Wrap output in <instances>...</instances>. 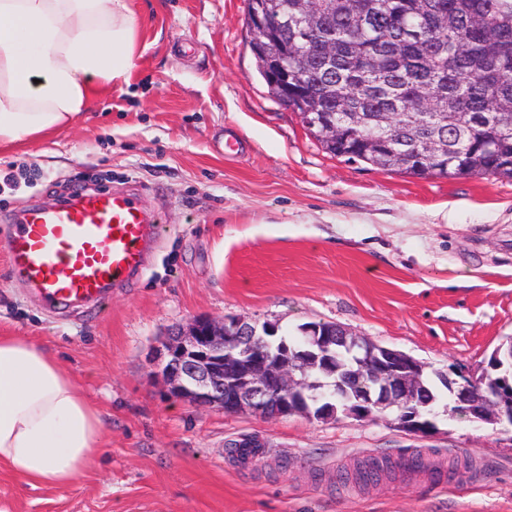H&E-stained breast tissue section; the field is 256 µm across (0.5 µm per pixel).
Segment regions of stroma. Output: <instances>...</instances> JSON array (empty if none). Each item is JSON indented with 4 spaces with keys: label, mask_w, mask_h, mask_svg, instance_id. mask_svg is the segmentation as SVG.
<instances>
[{
    "label": "stroma",
    "mask_w": 512,
    "mask_h": 512,
    "mask_svg": "<svg viewBox=\"0 0 512 512\" xmlns=\"http://www.w3.org/2000/svg\"><path fill=\"white\" fill-rule=\"evenodd\" d=\"M128 84L45 142L0 149V334L41 341L100 410L92 469L65 489L0 472V512H512V427L447 415L411 436L394 412L265 420L173 397L159 342L196 317L336 322L429 380L479 374L512 337V180L417 178L327 154L256 70L245 0H131ZM243 144L223 153L225 135ZM135 194L161 228L142 276L60 312L15 278L10 217L71 182ZM255 439L242 463L230 443ZM419 456L425 468L410 470ZM386 461L379 480L354 473Z\"/></svg>",
    "instance_id": "obj_1"
}]
</instances>
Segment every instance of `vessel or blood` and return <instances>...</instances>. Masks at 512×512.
Masks as SVG:
<instances>
[{
  "label": "vessel or blood",
  "mask_w": 512,
  "mask_h": 512,
  "mask_svg": "<svg viewBox=\"0 0 512 512\" xmlns=\"http://www.w3.org/2000/svg\"><path fill=\"white\" fill-rule=\"evenodd\" d=\"M159 226L131 195L82 193L24 209L7 253L15 277L50 307H98L145 269Z\"/></svg>",
  "instance_id": "obj_1"
}]
</instances>
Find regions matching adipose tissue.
I'll return each instance as SVG.
<instances>
[{"instance_id":"adipose-tissue-1","label":"adipose tissue","mask_w":512,"mask_h":512,"mask_svg":"<svg viewBox=\"0 0 512 512\" xmlns=\"http://www.w3.org/2000/svg\"><path fill=\"white\" fill-rule=\"evenodd\" d=\"M130 0H0V146L39 142L128 83ZM100 413L43 343L0 336V467L64 488L104 441Z\"/></svg>"}]
</instances>
